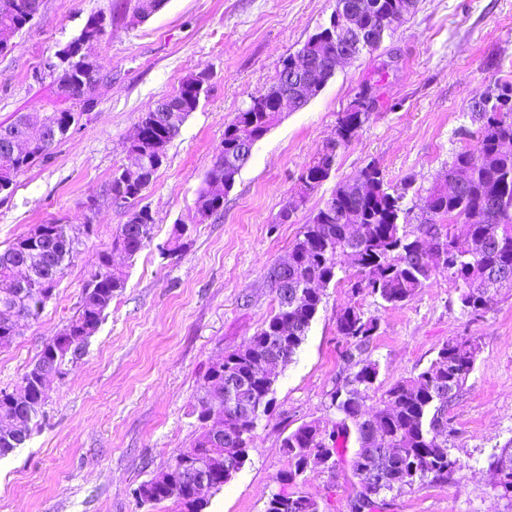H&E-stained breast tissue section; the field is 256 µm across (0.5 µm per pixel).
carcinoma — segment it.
<instances>
[{"mask_svg":"<svg viewBox=\"0 0 512 512\" xmlns=\"http://www.w3.org/2000/svg\"><path fill=\"white\" fill-rule=\"evenodd\" d=\"M376 2L378 7L367 16L365 25L373 31L384 29L389 36L395 31L391 24L404 19L400 11L404 0ZM164 3L165 0H128L129 8L141 13L144 19ZM41 4L42 0H0V35L19 34L38 13ZM333 31L334 26L330 24L321 26L303 45L310 55L314 75L324 81L332 77L328 69L330 59L343 47V40L333 37ZM100 38L101 33L87 26L75 38L86 44L87 52L83 57L77 60L60 57L48 64L64 99L89 101V94L83 88V74L85 69L96 67L92 49ZM495 85L499 87V97L486 102L479 112L483 124L474 143L459 151L448 166L450 177L470 172L461 192L450 195L448 189L436 184L419 197L418 203L409 207L404 202L408 185L391 186L380 167L369 163L359 175L362 185L348 181L339 184L323 207L304 225L288 255L290 295L286 298L276 295L277 310L255 336L227 353L224 364L214 363L205 370L200 388L209 389L213 397L224 403L226 441L215 444L207 432H202L186 453L190 465L204 463L214 455L222 456L226 448L238 449L230 456L235 469L245 464L251 434L258 422L270 414L274 402L259 378L260 360L269 352L265 342L279 335L281 324L289 323L293 331L282 347V363L292 360L322 301L314 285H326L336 278L344 248L351 246L357 253V258L352 260L359 273L358 280L352 284L354 292L373 295L393 306L409 301L439 273L446 274L455 284L462 312L474 319L490 309L499 289L512 288V152L499 151L502 142H512V82L497 81ZM276 92L274 85L264 90L258 105L247 104L225 126L222 151L197 192L195 205L200 216H205L204 206L212 202L216 185L226 180L231 184L235 182L241 167L229 163V159L236 156L242 138L257 141L274 125L277 116L267 108L268 97ZM378 102L379 95L371 97L370 108L362 112L359 123L337 124V145L327 143L321 147L300 175L297 196L301 201H306L310 192L329 177L336 164V148L346 147L357 136ZM169 103L175 109V122L156 127L152 124L153 113L145 111L136 124L144 137L128 140L127 153L143 158L148 182L164 163V159L157 156L152 140L157 137L165 143L171 142L193 112L182 96L169 98ZM82 116L83 113L70 108L54 111V117L65 122L64 136ZM29 137L34 147L27 156L12 163L18 175L50 155L51 146L43 143L37 130H31ZM105 194L115 203L125 204L139 197V189L124 184L114 172ZM494 201L499 207L494 221L488 223L484 219L485 211ZM416 208L424 216L417 225V232L431 230L445 236L437 245V253L425 261L413 258L416 236L407 230ZM351 214L358 218V239L354 242L350 241ZM455 224L467 225L468 237L453 235ZM43 228L45 232L39 240H33L30 232L18 237L6 248L10 264L0 262V347L10 344L20 334L16 322L40 317L66 269L79 253L80 242L67 233L66 225L49 222ZM153 231L154 218L145 216L133 233L118 229L112 247L122 246L131 258L152 241ZM189 240L184 225H174L161 255L175 256ZM23 278L30 280L29 287H12ZM125 281L123 273L112 270L109 251L100 252L74 316L57 336L42 346L36 364L52 365L58 371L67 359L81 355L88 344V331L98 329L113 295L125 288ZM337 330L346 341L345 355L351 362L355 354L369 344L377 323L364 317L357 308L349 307L338 317ZM479 351V339L475 336L448 340L424 371L389 387L368 413L363 406L367 391L378 375V365L362 363L348 381V388L331 395V406L340 415L339 422L330 429L319 422L304 423L288 433L282 444L288 456V469L279 473L276 482L286 488L304 473L303 449L319 448L335 458L339 456L340 439L351 434L358 443L352 463L355 475L360 479L362 473L367 472L385 479L386 493L401 492L426 480L446 482L453 478L463 465L448 453L452 427L441 418L463 389ZM227 378L248 384L253 419L238 414L236 402L225 391ZM21 380L29 381L27 401L22 403L14 393L1 388L0 420H21L29 438L42 425L45 400L38 396L32 373L25 372ZM150 491L157 503L173 501L177 512H201L208 504L198 490L187 486L175 492L169 485H154ZM273 501L272 497L268 499L265 512H320L315 500L303 496L288 501V508L283 511L275 508Z\"/></svg>","mask_w":512,"mask_h":512,"instance_id":"cac0c4a2","label":"carcinoma"}]
</instances>
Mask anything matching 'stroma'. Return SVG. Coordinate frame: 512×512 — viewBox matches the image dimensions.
<instances>
[{
    "mask_svg": "<svg viewBox=\"0 0 512 512\" xmlns=\"http://www.w3.org/2000/svg\"><path fill=\"white\" fill-rule=\"evenodd\" d=\"M336 0H166L148 19H133L125 0H43L33 22L0 53V123L15 114L60 108L52 78L55 53L77 37L91 14L107 18L93 50L104 76L79 125L49 157L21 173L0 195V250L37 224L58 221L81 234L96 227L37 320L0 347V388L17 389L42 345L74 315L100 251L110 249L130 208L149 207L154 235L134 257L112 254L126 274L105 318L78 359L49 382L40 432L0 459V512H174L172 501L137 507L133 491L168 471L201 429L190 408L209 364L254 336L277 307L267 272L287 257L305 224L337 185L376 163L387 181L412 179L426 192L443 179L477 134L469 109L477 91L512 82V0H416L414 10L380 47L340 65L301 109L279 115L252 149L224 209L205 223L197 190L219 155L224 127L252 95L273 84L281 61L327 23ZM391 67L383 103L342 149L330 177L288 223L277 216L362 81L383 61ZM208 73V92L167 148L143 195L117 206L103 188L128 160L126 143L149 106L192 74ZM196 230L182 255L158 247L174 225ZM357 276L342 261L290 363L279 366L274 411L257 425L244 466L209 498L204 512H264L277 475L288 467L281 448L304 423L334 425L330 397L356 372L342 355L337 318L356 307L378 329L360 358L379 373L365 400L375 406L391 385L416 377L449 339L475 336L474 368L448 408L455 433L448 451L462 465L453 481L426 482L387 495L374 512H512L487 475L489 456L512 440V288L500 289L479 318L462 314L458 292L436 276L412 299L390 306L356 295ZM355 440L333 470L306 471L288 493L317 500L323 512H351L360 491L350 466Z\"/></svg>",
    "mask_w": 512,
    "mask_h": 512,
    "instance_id": "1",
    "label": "stroma"
}]
</instances>
